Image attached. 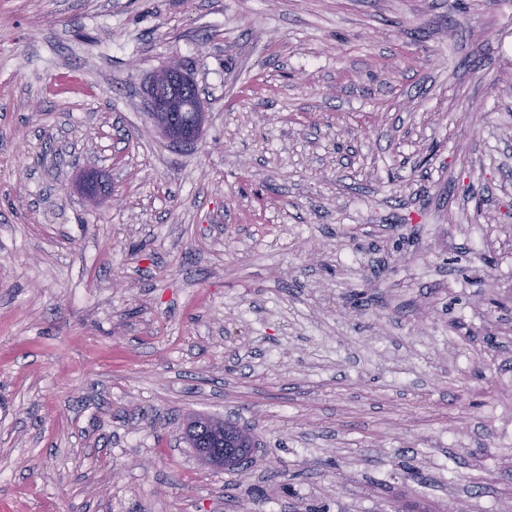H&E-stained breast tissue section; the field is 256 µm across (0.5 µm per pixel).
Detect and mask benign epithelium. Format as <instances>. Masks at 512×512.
Masks as SVG:
<instances>
[{
	"label": "benign epithelium",
	"mask_w": 512,
	"mask_h": 512,
	"mask_svg": "<svg viewBox=\"0 0 512 512\" xmlns=\"http://www.w3.org/2000/svg\"><path fill=\"white\" fill-rule=\"evenodd\" d=\"M192 81L176 63L157 72L151 82L146 112L162 134L171 141L193 140L206 122L200 94L187 97ZM198 462L213 469H224V456H216L206 448L197 449Z\"/></svg>",
	"instance_id": "1"
}]
</instances>
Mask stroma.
I'll list each match as a JSON object with an SVG mask.
<instances>
[{
  "label": "stroma",
  "mask_w": 512,
  "mask_h": 512,
  "mask_svg": "<svg viewBox=\"0 0 512 512\" xmlns=\"http://www.w3.org/2000/svg\"><path fill=\"white\" fill-rule=\"evenodd\" d=\"M494 279L512 0H0V512H512ZM192 81L182 67L170 64L158 71L151 82L146 112L162 134L171 141L194 140L204 127L205 112L199 91L193 98H187V88ZM182 113H188L186 121L179 120ZM215 420L211 417L198 416L188 422L186 439L189 444L200 445L201 447L213 446V440L207 428V422Z\"/></svg>",
  "instance_id": "35a3bbf8"
}]
</instances>
